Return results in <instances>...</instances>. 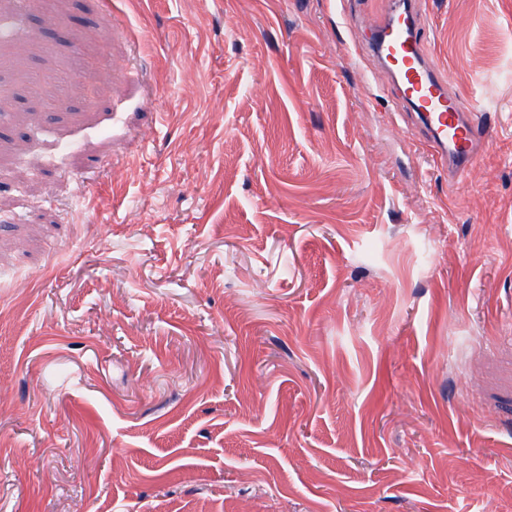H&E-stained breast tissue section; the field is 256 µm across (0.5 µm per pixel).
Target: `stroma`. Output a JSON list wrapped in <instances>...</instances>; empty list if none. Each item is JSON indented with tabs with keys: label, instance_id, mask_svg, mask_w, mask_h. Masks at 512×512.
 I'll return each mask as SVG.
<instances>
[{
	"label": "stroma",
	"instance_id": "obj_1",
	"mask_svg": "<svg viewBox=\"0 0 512 512\" xmlns=\"http://www.w3.org/2000/svg\"><path fill=\"white\" fill-rule=\"evenodd\" d=\"M389 2L0 0V512H512V0H420L457 179ZM370 29L368 52L378 56L391 71L401 99L415 107L416 116L429 134L437 163L454 174L470 171L477 162L485 131L460 112L457 97L438 76L419 34V2H392L385 18Z\"/></svg>",
	"mask_w": 512,
	"mask_h": 512
}]
</instances>
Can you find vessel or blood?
Listing matches in <instances>:
<instances>
[{"label":"vessel or blood","mask_w":512,"mask_h":512,"mask_svg":"<svg viewBox=\"0 0 512 512\" xmlns=\"http://www.w3.org/2000/svg\"><path fill=\"white\" fill-rule=\"evenodd\" d=\"M420 30L418 0H393L385 18L372 25L367 50L391 71L402 100L413 104L437 163L462 174L475 166L485 131L461 112L429 58Z\"/></svg>","instance_id":"vessel-or-blood-1"}]
</instances>
